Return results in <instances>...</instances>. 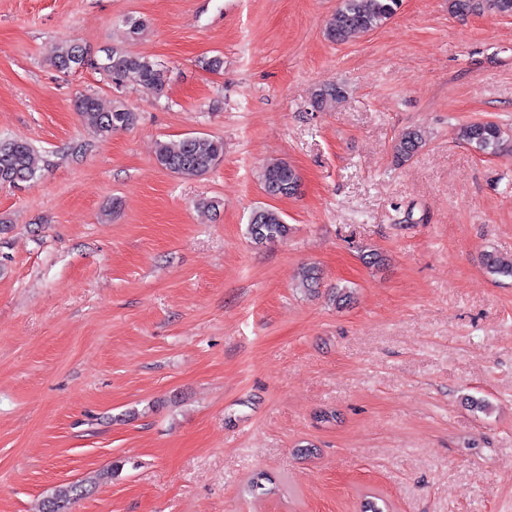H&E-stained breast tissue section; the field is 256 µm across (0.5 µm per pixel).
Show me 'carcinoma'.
I'll return each instance as SVG.
<instances>
[{
    "instance_id": "carcinoma-1",
    "label": "carcinoma",
    "mask_w": 512,
    "mask_h": 512,
    "mask_svg": "<svg viewBox=\"0 0 512 512\" xmlns=\"http://www.w3.org/2000/svg\"><path fill=\"white\" fill-rule=\"evenodd\" d=\"M400 0H341L340 7L329 20L327 38L343 43L350 37L380 28L396 13ZM450 11L460 17L493 11L501 16H512V0H449ZM52 67L63 74L90 66L102 72L117 86L136 85L154 93L163 91L165 71L149 56L130 53L114 47L100 57L76 40H64L53 45L48 53ZM75 111L86 118L102 136L127 130L136 121L134 112L122 103L110 110L101 109L96 97L79 95L74 100ZM459 139L480 152L512 157V138L498 123L478 121L464 124ZM426 145L419 129L404 132L393 146V161L397 166L409 162ZM156 160L163 168L184 176L207 173L223 160L224 142L209 136H185L173 141H159L155 149ZM46 160L30 143L0 137V181L9 179L27 183L36 178ZM296 176L293 165L285 160L268 164L261 175L264 191L269 195L290 196L283 184ZM290 226L280 211L273 207L254 209L246 224V234L256 244L288 237ZM485 272L497 277L512 278V255L488 250L482 255ZM86 492L81 483L57 486L47 496L41 512H67L68 505Z\"/></svg>"
}]
</instances>
